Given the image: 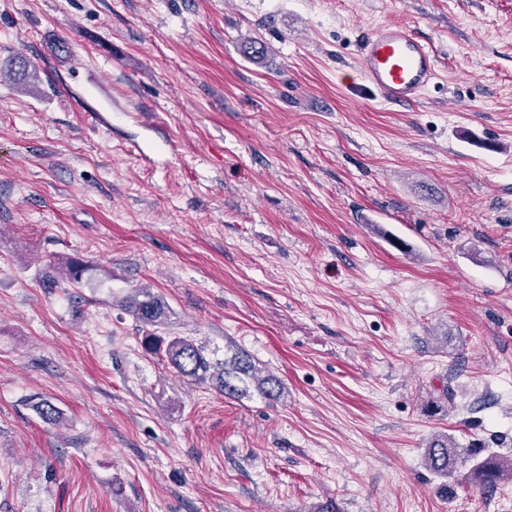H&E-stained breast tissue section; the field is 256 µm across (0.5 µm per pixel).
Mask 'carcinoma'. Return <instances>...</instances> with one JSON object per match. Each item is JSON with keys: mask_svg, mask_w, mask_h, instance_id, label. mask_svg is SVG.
<instances>
[{"mask_svg": "<svg viewBox=\"0 0 512 512\" xmlns=\"http://www.w3.org/2000/svg\"><path fill=\"white\" fill-rule=\"evenodd\" d=\"M128 312L142 325L159 327L164 325L168 316L165 300L149 288H141L128 301ZM165 356L177 373L191 381L203 382L208 378L217 381V388L229 399L239 398L247 393L249 385L266 399L276 401L283 393L281 381L274 375L262 374L254 358L244 351H237L231 358L224 360L220 372H212L214 366L207 360L201 347L187 338L175 336L168 340ZM477 450L460 448L446 434L435 436L425 449V466L439 477H447L457 469L474 460ZM462 481L475 487L492 490L502 483H512V456L492 455L472 465Z\"/></svg>", "mask_w": 512, "mask_h": 512, "instance_id": "1", "label": "carcinoma"}]
</instances>
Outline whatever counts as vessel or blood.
Listing matches in <instances>:
<instances>
[{"mask_svg": "<svg viewBox=\"0 0 512 512\" xmlns=\"http://www.w3.org/2000/svg\"><path fill=\"white\" fill-rule=\"evenodd\" d=\"M357 73L362 82L396 104L416 101L437 74L433 50L402 24L377 28L365 38Z\"/></svg>", "mask_w": 512, "mask_h": 512, "instance_id": "b4317fda", "label": "vessel or blood"}]
</instances>
